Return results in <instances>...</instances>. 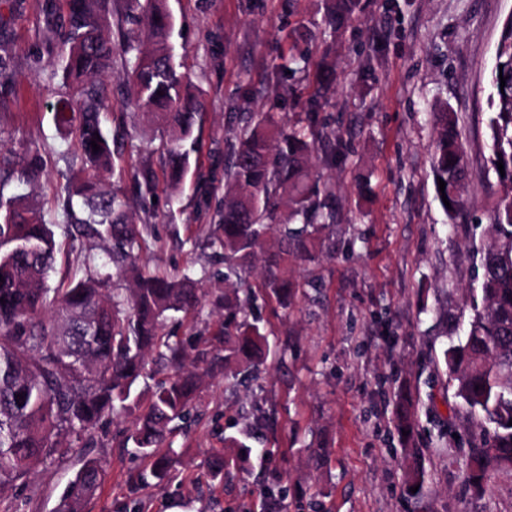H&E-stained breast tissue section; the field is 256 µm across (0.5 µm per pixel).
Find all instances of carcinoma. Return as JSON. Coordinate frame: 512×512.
<instances>
[{
    "mask_svg": "<svg viewBox=\"0 0 512 512\" xmlns=\"http://www.w3.org/2000/svg\"><path fill=\"white\" fill-rule=\"evenodd\" d=\"M61 43L64 78L70 93L54 120L75 128L83 157L82 175L64 187L63 219L75 238L105 245V258L84 253L85 276L48 285L57 242L52 225L35 207L4 198L0 188V492L35 475L47 462L75 451L69 436L89 440L110 418L137 413L126 437L134 453L151 462L163 482L169 453L167 435L190 414L207 376L224 369L231 384L257 379L268 333L249 319L257 301L291 304L295 289L288 265L315 257L332 217L327 193L309 167L319 138L332 132L307 112L291 126L273 112L236 116L238 130L224 158V210L220 213L224 280L247 271L267 254L263 280L249 288L224 291L222 339L198 350L164 334L165 322L188 317L201 307L198 281L168 276L140 262L142 234L126 197L107 191L100 174L115 169L102 129L112 105L86 80L101 75L118 50L125 56L132 87L131 105L144 111L166 138L162 154L168 178L182 180L197 152L193 132L205 98L190 91L170 42L174 18L165 0H145L132 17V35L115 47L104 34L109 0H66ZM357 0H334L338 22L353 15ZM152 43L143 51L139 43ZM505 86H500V78ZM488 164L504 192L484 231L480 255V299L472 300L464 336L443 350L448 386L468 411L485 424L486 434L468 446L467 483L480 489L491 472L512 469V22L506 21L491 73ZM163 95H158V92ZM433 178L442 179L455 219L464 202L466 161L453 113H433ZM100 150L92 151L91 141ZM169 370L165 381L145 392L151 355ZM251 432L224 437L232 448L252 452ZM106 467L87 458L60 499L56 512H86L104 485Z\"/></svg>",
    "mask_w": 512,
    "mask_h": 512,
    "instance_id": "1",
    "label": "carcinoma"
}]
</instances>
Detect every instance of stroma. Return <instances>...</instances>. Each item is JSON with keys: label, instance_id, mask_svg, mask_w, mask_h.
<instances>
[{"label": "stroma", "instance_id": "stroma-1", "mask_svg": "<svg viewBox=\"0 0 512 512\" xmlns=\"http://www.w3.org/2000/svg\"><path fill=\"white\" fill-rule=\"evenodd\" d=\"M182 72L207 108L194 129L201 151L179 185L163 174L162 133L126 108L123 56L97 78L112 103L103 131L113 138L124 180L105 189L129 200L143 257L160 273L192 269L207 293L199 315L175 317L168 332L189 345L214 343L224 320L217 292L224 259L214 237L224 207V152L235 138L229 114L277 112L285 121L318 113L336 134L316 142L312 163L333 217L315 262L289 266L307 284L289 309L259 304L271 331L257 381L230 388L208 379L181 430L167 440L176 463L162 485L132 484L147 463L122 448L128 426L94 432L86 455L109 478L86 512H268L267 488L317 512H512V470L493 472L483 491L465 480L468 442L483 428L448 387L442 351L461 335L458 316L477 285L479 252L502 188L487 158L490 77L512 0H360L339 29L326 0H168ZM65 0H0V63L15 85L0 97V165L35 170L5 196L35 201L62 224L60 185L80 171L76 131L59 130L53 105L66 92L65 51L53 37ZM288 93L276 96L277 84ZM453 112L468 164L456 221L441 206L431 171L433 112ZM413 424L397 429L400 406ZM273 419L263 459L225 449L244 412ZM419 449L408 458L405 448ZM235 458L213 478L212 458ZM80 457L46 464L0 495V512H55ZM425 473L408 493L411 464Z\"/></svg>", "mask_w": 512, "mask_h": 512}]
</instances>
